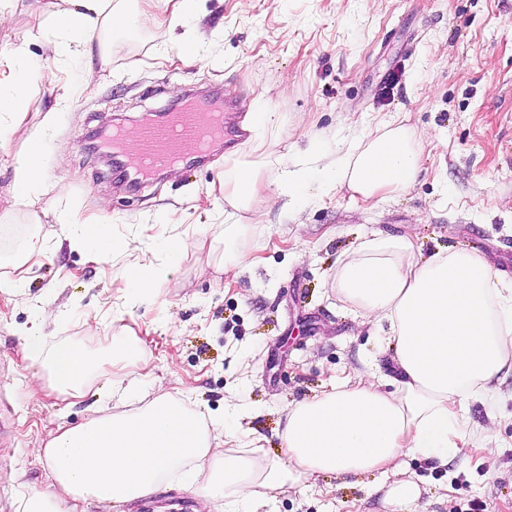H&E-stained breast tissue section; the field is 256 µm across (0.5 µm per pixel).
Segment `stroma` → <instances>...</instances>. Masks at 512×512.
Returning a JSON list of instances; mask_svg holds the SVG:
<instances>
[{
	"instance_id": "stroma-1",
	"label": "stroma",
	"mask_w": 512,
	"mask_h": 512,
	"mask_svg": "<svg viewBox=\"0 0 512 512\" xmlns=\"http://www.w3.org/2000/svg\"><path fill=\"white\" fill-rule=\"evenodd\" d=\"M32 0H0L8 22L0 49L20 47L46 67L24 101L25 118L0 150V256L38 224L43 254L22 270V302L0 293V512H16L17 492L49 489L35 456L64 426L118 413L112 368L103 364L79 399L44 390L19 332L40 310L46 347L71 343L105 359L114 338L141 340L128 378L145 392H170L205 415L224 412L237 394L235 432L268 455L283 443L289 405L319 397L335 380L393 375L394 350L375 320L352 314L330 288L338 260L369 234L408 236L417 256L450 247L481 250L491 268L512 277V0H203L184 28L203 59L178 57L160 9L144 0L139 31L74 55L52 51V29L28 38ZM207 92L234 113L247 136L221 146L194 171L172 169L131 193L112 180L108 158L90 145L99 129L134 128L178 102ZM258 105L277 113L275 153L291 157L318 141L346 149L398 116L422 132L421 172L408 190L382 200L346 187L312 191L290 219L273 204L274 188L254 200V227L240 247L251 263L228 267L208 242L230 223L224 160L247 158ZM52 139L41 163L34 205L15 202L13 157L26 149L46 114ZM112 226L111 257L70 249L67 214ZM204 241L178 261L160 237ZM130 264L162 277L154 296L131 300L121 276ZM470 427L497 465L465 446L448 461L406 459L423 489L419 512H512V371L496 383L494 404L468 403ZM381 478L321 475L312 491L284 487L252 512H388ZM82 512H216L197 492L162 483L153 495L90 500Z\"/></svg>"
}]
</instances>
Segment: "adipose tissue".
Returning <instances> with one entry per match:
<instances>
[{
    "mask_svg": "<svg viewBox=\"0 0 512 512\" xmlns=\"http://www.w3.org/2000/svg\"><path fill=\"white\" fill-rule=\"evenodd\" d=\"M71 9L35 4L37 24L52 23L60 34L55 54L65 55L108 35L137 30L138 8L110 0H72ZM9 75L0 78V148L23 118L22 99L41 74L39 61L23 49L5 56ZM51 124L14 158V197L31 203L43 182L36 168ZM418 135L393 119L369 131L335 157L310 144L287 160L275 155L265 136L253 140L257 162H224V201L250 212L262 185L273 186L284 215H291L313 187L344 185L365 198L406 190L420 171ZM72 248L104 258L114 249L112 227L77 217L65 221ZM341 301L354 313L388 321L398 375L381 390L375 375L338 380L320 397L289 407L282 454L271 458L260 447L225 448L234 431L236 407L204 420L182 398L160 393L143 400L135 386L122 388L132 408L61 429L37 449L51 474L49 491L19 493L17 512H78L80 502L133 501L152 494L163 479L176 476L196 487L224 512H249L255 496L273 499L290 485L307 491L321 474L390 477L384 501L391 512H417L418 482L403 477L405 458L445 460L458 451L469 430L465 407L490 398L491 383L512 365V280L496 276L485 255L452 248L426 261L415 256L405 236L363 240L342 260L333 278ZM25 355L50 390L79 398L93 369L80 347L46 348L38 331L24 335Z\"/></svg>",
    "mask_w": 512,
    "mask_h": 512,
    "instance_id": "obj_1",
    "label": "adipose tissue"
}]
</instances>
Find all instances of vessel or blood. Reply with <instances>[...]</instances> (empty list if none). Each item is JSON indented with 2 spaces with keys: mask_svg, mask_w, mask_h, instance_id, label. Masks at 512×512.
I'll return each instance as SVG.
<instances>
[{
  "mask_svg": "<svg viewBox=\"0 0 512 512\" xmlns=\"http://www.w3.org/2000/svg\"><path fill=\"white\" fill-rule=\"evenodd\" d=\"M224 137V123L208 99L165 113L161 120L126 133L112 134V169L116 177L139 186L163 169L195 167L211 145Z\"/></svg>",
  "mask_w": 512,
  "mask_h": 512,
  "instance_id": "b4317fda",
  "label": "vessel or blood"
}]
</instances>
